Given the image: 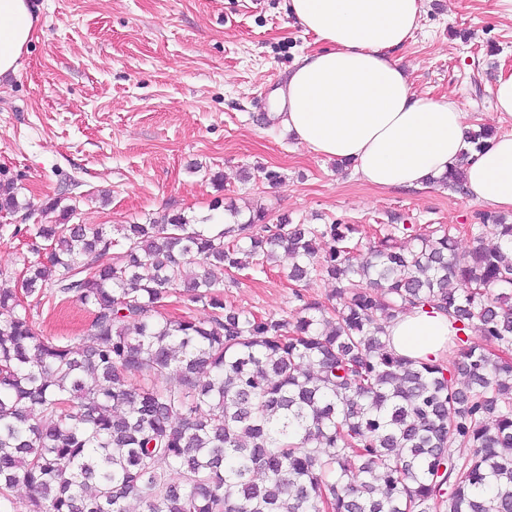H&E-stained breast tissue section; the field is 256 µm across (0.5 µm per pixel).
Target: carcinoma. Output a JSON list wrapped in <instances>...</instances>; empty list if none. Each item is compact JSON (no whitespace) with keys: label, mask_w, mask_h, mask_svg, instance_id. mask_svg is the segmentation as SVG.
<instances>
[{"label":"carcinoma","mask_w":512,"mask_h":512,"mask_svg":"<svg viewBox=\"0 0 512 512\" xmlns=\"http://www.w3.org/2000/svg\"><path fill=\"white\" fill-rule=\"evenodd\" d=\"M492 135L471 131L438 184L464 190ZM22 210L0 180V214ZM75 211L15 229L46 250L23 260L26 295H75L92 321L55 341L0 288V502L22 485L29 512H512L511 223L478 225L462 266L442 228L360 254L357 224L229 205L226 224L167 213L113 236ZM279 249L290 280L336 281L333 310L300 292L292 321L224 306L212 268L263 272ZM177 295L207 318L152 315ZM412 309L448 316L453 358L386 350L384 321Z\"/></svg>","instance_id":"carcinoma-1"}]
</instances>
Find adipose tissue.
<instances>
[{"instance_id":"obj_1","label":"adipose tissue","mask_w":512,"mask_h":512,"mask_svg":"<svg viewBox=\"0 0 512 512\" xmlns=\"http://www.w3.org/2000/svg\"><path fill=\"white\" fill-rule=\"evenodd\" d=\"M424 0H287L288 14L320 47L300 57L277 93L273 120L311 152L351 163L377 188L420 189L453 168L466 147L467 114L416 93L398 48L416 31ZM38 15L31 0H0V78L17 74ZM472 201L512 210V134L498 135L464 168ZM389 351L437 360L444 315L409 311L386 326Z\"/></svg>"}]
</instances>
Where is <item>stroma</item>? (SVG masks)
Segmentation results:
<instances>
[{"label": "stroma", "mask_w": 512, "mask_h": 512, "mask_svg": "<svg viewBox=\"0 0 512 512\" xmlns=\"http://www.w3.org/2000/svg\"><path fill=\"white\" fill-rule=\"evenodd\" d=\"M37 38L22 68L0 83V177L14 180L35 224H53V200L76 205L74 223L112 226L146 216L210 214L215 201L263 210L269 223L362 225L375 242L395 224L440 227L470 261L485 205L432 184L380 189L352 168L299 145L263 121L289 67L315 49L285 0H34ZM415 92L456 101L472 126L512 133L491 87L512 73V19L495 0H425L419 27L396 52ZM277 182H269L266 172ZM20 216L0 220V285L22 284ZM290 257L265 272L224 277V304L258 316L296 309ZM41 334H85L77 299L30 305Z\"/></svg>", "instance_id": "obj_1"}]
</instances>
